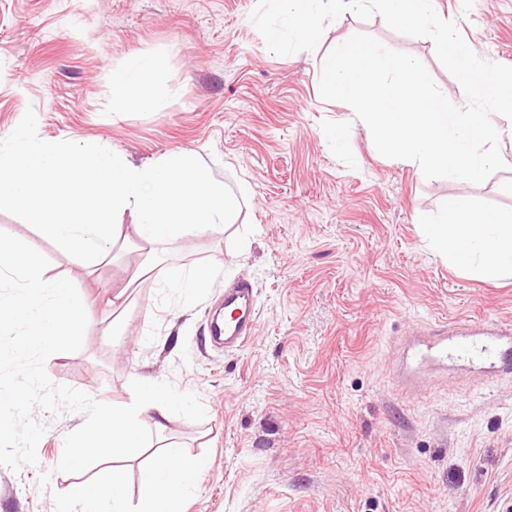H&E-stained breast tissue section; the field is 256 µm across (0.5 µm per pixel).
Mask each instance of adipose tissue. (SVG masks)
<instances>
[{
	"label": "adipose tissue",
	"instance_id": "obj_1",
	"mask_svg": "<svg viewBox=\"0 0 512 512\" xmlns=\"http://www.w3.org/2000/svg\"><path fill=\"white\" fill-rule=\"evenodd\" d=\"M150 70V61L142 60L113 71L116 95L137 109L150 108L151 98L142 93ZM248 192L245 183L238 194L226 192L183 154L135 165L91 142L70 151L24 129L0 147V209L27 212L40 236L54 240L90 276L127 230L134 243L151 249L191 232L223 235L234 221L239 196ZM420 224L429 247L460 271L512 278V214L454 196L438 213L421 215ZM7 275L19 285L0 294V323L22 322L21 350L47 360L63 354L64 337L79 335L95 298L46 278L38 243H18L0 227V278ZM127 391L130 401L121 406L80 403L81 423L67 448L70 459L91 451L135 462L147 451L145 423L165 435L177 397L143 374L129 378ZM205 467L204 458L187 456L166 438L140 471L136 507H129L125 486L115 476L71 484L56 512H179Z\"/></svg>",
	"mask_w": 512,
	"mask_h": 512
}]
</instances>
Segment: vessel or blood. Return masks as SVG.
I'll return each mask as SVG.
<instances>
[{
    "instance_id": "obj_1",
    "label": "vessel or blood",
    "mask_w": 512,
    "mask_h": 512,
    "mask_svg": "<svg viewBox=\"0 0 512 512\" xmlns=\"http://www.w3.org/2000/svg\"><path fill=\"white\" fill-rule=\"evenodd\" d=\"M226 321L209 326L211 341L225 349H240L255 328V292L251 282L242 280L224 291ZM411 364L430 362L438 366L463 360L477 366L487 378L496 379L512 373V322H489L469 316L417 331Z\"/></svg>"
}]
</instances>
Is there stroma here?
Segmentation results:
<instances>
[{
  "label": "stroma",
  "mask_w": 512,
  "mask_h": 512,
  "mask_svg": "<svg viewBox=\"0 0 512 512\" xmlns=\"http://www.w3.org/2000/svg\"><path fill=\"white\" fill-rule=\"evenodd\" d=\"M483 59L512 66V0H437ZM256 0H0V137L27 127L66 146L96 139L132 164L172 152L251 194L223 236L189 234L159 247L127 311L125 343L102 334L95 310L66 353H22L0 327V389L33 374L0 443V512H53L71 483L95 476L90 456H61L76 399L128 402L135 373L183 401L173 437L209 466L182 512H512V380L439 378L403 389V340L424 323L477 314L512 321V279L459 274L418 225L462 194L512 212V170L482 184L427 179L382 156L348 105L318 93L322 60L358 33L411 54L450 101L456 80L431 38L348 13L311 52L269 51L250 20ZM149 58L155 105L112 93V72ZM346 126L349 141L326 130ZM250 232L239 257L236 236ZM47 276L111 293L116 261L86 276L52 243ZM208 271L204 294L174 276ZM254 286L257 323L236 351L207 325L239 280Z\"/></svg>",
  "instance_id": "35a3bbf8"
}]
</instances>
